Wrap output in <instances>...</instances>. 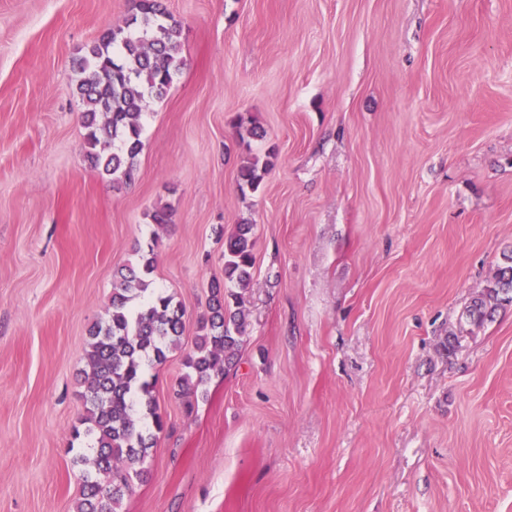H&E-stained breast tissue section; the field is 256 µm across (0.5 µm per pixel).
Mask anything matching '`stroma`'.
I'll list each match as a JSON object with an SVG mask.
<instances>
[{
    "instance_id": "35a3bbf8",
    "label": "stroma",
    "mask_w": 512,
    "mask_h": 512,
    "mask_svg": "<svg viewBox=\"0 0 512 512\" xmlns=\"http://www.w3.org/2000/svg\"><path fill=\"white\" fill-rule=\"evenodd\" d=\"M130 6L0 0V512H74L89 330L153 239L185 331L119 512H512V304L467 315L512 253V0H166L183 65L117 191L74 61ZM239 224L245 343L190 413Z\"/></svg>"
}]
</instances>
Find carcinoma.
Instances as JSON below:
<instances>
[{"label":"carcinoma","instance_id":"carcinoma-1","mask_svg":"<svg viewBox=\"0 0 512 512\" xmlns=\"http://www.w3.org/2000/svg\"><path fill=\"white\" fill-rule=\"evenodd\" d=\"M181 35L163 0H136L124 23L105 29L77 60L87 158L115 187L134 179L148 98L162 95L183 65ZM269 166L256 160L241 169V180L255 192ZM155 247L154 239L141 251L137 265L118 272L109 318L91 332L82 422L97 450L91 459L79 458L85 469L76 512H118L133 482L148 473L156 434L164 429L147 368L165 363L179 349L185 308L151 287ZM253 247L251 224L236 225L224 238V281L211 283L207 312L199 321L193 350L184 357L185 373L178 383L180 391L193 396L189 412L207 399L211 376L231 367L240 353L245 334L242 292L253 280ZM504 303H512V257L473 300L467 316L482 323Z\"/></svg>","mask_w":512,"mask_h":512}]
</instances>
